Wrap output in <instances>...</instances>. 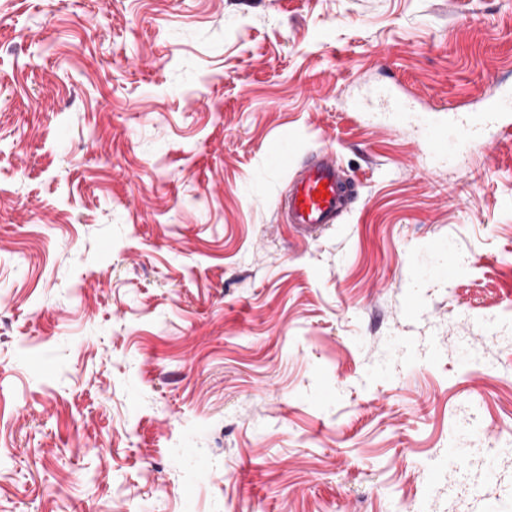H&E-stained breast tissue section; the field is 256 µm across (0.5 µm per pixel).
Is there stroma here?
Listing matches in <instances>:
<instances>
[{
	"label": "stroma",
	"instance_id": "obj_1",
	"mask_svg": "<svg viewBox=\"0 0 512 512\" xmlns=\"http://www.w3.org/2000/svg\"><path fill=\"white\" fill-rule=\"evenodd\" d=\"M366 80L512 94V0H0V512H512V141ZM287 131L359 185L306 239ZM384 103V112H386V124L393 129H399L405 117L409 112H449L452 108L447 103L433 100L432 103L416 108L413 102L416 101L414 95L403 85L395 84V87L389 90H381L378 93ZM503 103L497 90H491L480 99L477 110L445 124L431 115L423 121L424 153L434 162L450 159L460 149L473 145L483 127L492 129L491 135L483 144L510 139L512 136V116L502 112Z\"/></svg>",
	"mask_w": 512,
	"mask_h": 512
}]
</instances>
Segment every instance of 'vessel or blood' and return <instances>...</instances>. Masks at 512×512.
I'll return each instance as SVG.
<instances>
[{
    "label": "vessel or blood",
    "mask_w": 512,
    "mask_h": 512,
    "mask_svg": "<svg viewBox=\"0 0 512 512\" xmlns=\"http://www.w3.org/2000/svg\"><path fill=\"white\" fill-rule=\"evenodd\" d=\"M384 103L386 124L397 129L414 109V95L403 85L379 93ZM497 91H489L477 110L447 124L438 115L447 111L446 103L432 101L426 105L423 121L424 152L434 162L451 158L460 149L472 145L483 128H491V141L512 137V114L503 112ZM292 132L283 133L270 151L274 164L291 165L288 188L278 201L282 223L295 232L311 237L342 223L354 204V181L341 169L334 150L322 148L302 161H295Z\"/></svg>",
    "instance_id": "obj_1"
}]
</instances>
